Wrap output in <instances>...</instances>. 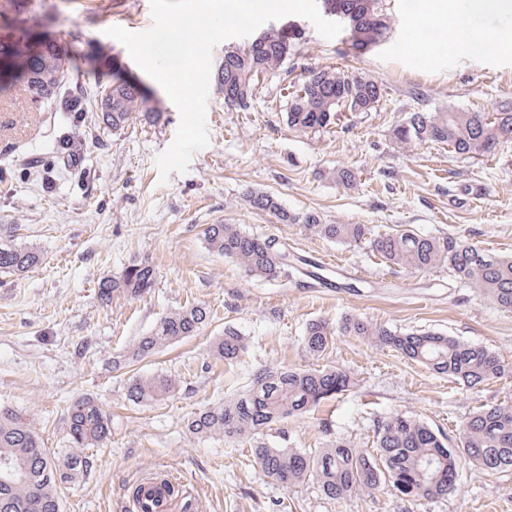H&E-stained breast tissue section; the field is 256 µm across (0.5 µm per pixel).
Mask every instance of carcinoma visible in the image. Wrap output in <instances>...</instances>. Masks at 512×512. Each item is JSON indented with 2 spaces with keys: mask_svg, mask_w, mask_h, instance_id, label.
Instances as JSON below:
<instances>
[{
  "mask_svg": "<svg viewBox=\"0 0 512 512\" xmlns=\"http://www.w3.org/2000/svg\"><path fill=\"white\" fill-rule=\"evenodd\" d=\"M324 13L344 17L343 42L354 54L378 45L390 29L384 0H321ZM294 52L285 30L270 33L264 42L250 39L224 47V58L213 72L224 107L248 112L260 80L275 75ZM7 60L0 59V74L10 75L29 64V42L21 34ZM385 90L378 81L339 67H309L300 86L288 96L286 123L299 134L325 132L345 112L359 114L377 109ZM104 126L121 131L145 117L160 120L151 97L135 82L112 76V84L94 88ZM402 148L446 144L467 158L483 156L501 143L512 142V102L492 112L458 109L418 110L407 113L392 130ZM245 201L272 216L278 224H301L311 234L330 242L369 243L391 266L414 272L448 268L461 283L480 288L496 306L512 310V256L493 255L455 236L421 235L411 229L370 237L365 224H326L314 212L295 214L267 191L248 190ZM15 227L0 224V269L21 275L40 261V254L15 241ZM204 241L214 253L235 263L248 276L274 279L297 268L303 259L288 251V244L273 235L256 236L235 224H209ZM156 273L151 265L131 264L116 278L98 283L97 297L138 296L152 288ZM213 317L203 305L182 307L160 319L154 330L138 337L112 360L134 366L161 349L195 336ZM357 338L376 348H391L426 369L445 374L469 389L512 377V365L482 346L433 331L397 334L358 315L343 317L336 326L325 320L307 324L303 347L320 359L335 337ZM248 350L245 336L233 327L210 347L211 356L231 363ZM354 386L351 372L335 366L309 369L265 367L248 389L218 405L200 410L187 422L197 437H223L251 442L252 463L264 477L285 486L312 481L328 499L370 496L385 488L410 501H433L455 493L437 479L441 470L457 471L464 459L487 472L512 470V401L476 408L462 422L457 442L417 416L396 414L378 422L373 446L360 448L344 438L329 440L322 448H273L262 441L263 431L315 409L328 397ZM177 387L167 373L138 374L129 382V400L153 404L165 400ZM71 451L57 455L44 447L33 422L22 412L0 405V512H56L64 484L82 481L90 471L87 448L103 444L111 433L110 414L91 395H82L65 409Z\"/></svg>",
  "mask_w": 512,
  "mask_h": 512,
  "instance_id": "carcinoma-1",
  "label": "carcinoma"
}]
</instances>
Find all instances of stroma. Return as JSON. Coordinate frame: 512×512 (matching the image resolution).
Returning a JSON list of instances; mask_svg holds the SVG:
<instances>
[{
	"mask_svg": "<svg viewBox=\"0 0 512 512\" xmlns=\"http://www.w3.org/2000/svg\"><path fill=\"white\" fill-rule=\"evenodd\" d=\"M392 29L361 56L341 39L322 37L300 16L272 21L296 34L287 75L265 83L267 98L253 112H228L217 88L207 100L208 144L188 172L160 183L157 155L180 122L164 90L107 36L121 26L148 30L150 0H0V39L28 34L60 50L61 94L76 108L21 94L22 78L0 80V217L18 225L20 243L42 262L18 276L0 272V405L33 420L46 447L67 453L63 409L90 394L112 415V434L87 449L86 480L61 493L62 512H122L138 477L158 469L187 476L200 490L203 512H512V471L487 473L461 463L457 492L411 503L391 494L325 498L312 482L288 488L251 464L248 443L198 438L186 429L194 413L246 389L261 368H305L306 325L337 323L349 314L397 332L439 331L512 362V311L497 308L447 269L411 273L388 265L368 244H340L278 224L243 199L246 190L275 194L289 211L317 213L328 224H365L372 234L408 228L452 234L494 254H512V143L475 158L444 144L413 151L390 137L406 113L447 105L494 111L512 100V49L479 51L447 24L450 13L471 17L476 33L512 35V0H386ZM342 67L385 85L378 110L347 114L321 135H300L285 123L288 86L308 66ZM139 79L162 113L121 131L104 129L92 96L114 73ZM426 91L409 98V87ZM357 171L356 188L333 180L334 169ZM239 225L247 233L286 238L306 257L328 256L342 270L334 285L311 288L281 277L260 281L209 251L205 225ZM157 273L144 296L99 302L105 277L132 263ZM211 307L215 316L197 336L172 344L139 364L178 381L164 401L141 406L127 397L131 373L112 365L170 311ZM233 326L248 340L244 357L210 365L215 336ZM84 343L86 356L73 352ZM325 364L350 371L355 387L310 414L266 430L269 445L315 449L341 437L367 448L375 425L397 413L417 415L457 440L475 408L512 400V378L463 389L445 375L405 361L390 349L339 336Z\"/></svg>",
	"mask_w": 512,
	"mask_h": 512,
	"instance_id": "1",
	"label": "stroma"
}]
</instances>
